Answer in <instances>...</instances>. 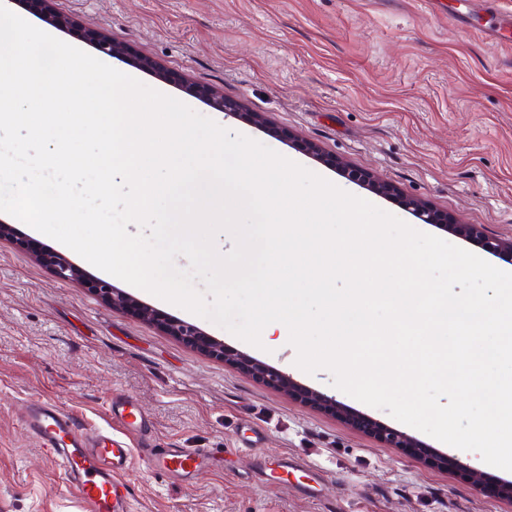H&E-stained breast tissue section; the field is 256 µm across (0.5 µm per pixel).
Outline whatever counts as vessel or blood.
<instances>
[{
    "mask_svg": "<svg viewBox=\"0 0 512 512\" xmlns=\"http://www.w3.org/2000/svg\"><path fill=\"white\" fill-rule=\"evenodd\" d=\"M109 410L112 427L92 438L79 433L71 416L43 402L30 404L25 417L27 427L39 435L46 451L74 475L86 512H129L122 478L136 452L126 440L127 433L140 435L145 443L143 453L155 468L184 481L213 458L206 448L153 447L146 417L129 402L112 401Z\"/></svg>",
    "mask_w": 512,
    "mask_h": 512,
    "instance_id": "b4317fda",
    "label": "vessel or blood"
}]
</instances>
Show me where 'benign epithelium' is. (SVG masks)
<instances>
[{"mask_svg":"<svg viewBox=\"0 0 512 512\" xmlns=\"http://www.w3.org/2000/svg\"><path fill=\"white\" fill-rule=\"evenodd\" d=\"M58 23L69 29L70 32L79 39L94 44L101 52L107 55H121L127 51V48L123 43L105 36L93 27L83 26L68 17L58 19ZM192 91L198 96L205 98L211 107L219 112L231 113L254 124L263 122L262 115L256 112H247L241 105L225 100L224 93L216 89L194 87L192 88ZM343 171L349 181L364 184L377 195L386 196L395 192L394 187L359 168L345 166L343 167ZM403 205L415 213L423 223L437 224L448 229L457 237L474 240L486 251L498 256L503 261L512 264V239L506 240L489 236L484 232L483 227L479 224L456 223L448 217V214L441 212L428 203L415 198H403ZM17 244L29 251L36 261L52 265L54 267V272L59 279L71 282H81L84 280L82 271L62 259L60 256L46 252L26 240H19L17 241ZM87 288L93 291L104 302L111 305L112 308L122 313L150 320L156 323L157 326L166 334L174 336L208 355L222 358L225 362L236 366V368L245 373L251 374L255 377H261L263 379L267 378L280 384L288 392L295 390V386L285 374L270 367L261 365L244 355L224 348V344L205 336L198 328L190 323L172 321L164 318L160 313L142 306L134 298L113 287L112 284L107 281H91L87 283ZM375 433L377 437L393 448H413L424 460H431V456L425 449H423L421 444L401 433L382 428L376 429Z\"/></svg>","mask_w":512,"mask_h":512,"instance_id":"1","label":"benign epithelium"}]
</instances>
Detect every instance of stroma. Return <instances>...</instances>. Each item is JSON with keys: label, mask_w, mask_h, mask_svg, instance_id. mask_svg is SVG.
<instances>
[{"label": "stroma", "mask_w": 512, "mask_h": 512, "mask_svg": "<svg viewBox=\"0 0 512 512\" xmlns=\"http://www.w3.org/2000/svg\"><path fill=\"white\" fill-rule=\"evenodd\" d=\"M1 3L83 51L60 26L67 16L127 45L110 66L253 138L370 201L413 228L452 240L495 267L470 240L421 223L398 193L425 200L462 224L512 239V0H476L477 17L444 15L440 0H55L54 15L24 0ZM151 67H142V60ZM215 88L258 112L254 125L210 108L187 84ZM316 145L298 151L295 140ZM397 188L379 196L345 179L340 164ZM15 239L0 240V512H84L72 476L25 428L39 400L106 427L110 400L148 418L159 448H213L208 468L177 481L139 457L127 474L131 512H512L444 464L512 483V472L367 406L276 351L256 348L211 321L120 279L112 284L164 316L289 376L298 390L332 397L333 415L207 356L153 322L121 313L88 282L102 278L75 252L2 213ZM33 242L65 258L83 283L65 282L17 246ZM401 432L433 465L392 448L360 421Z\"/></svg>", "instance_id": "35a3bbf8"}]
</instances>
